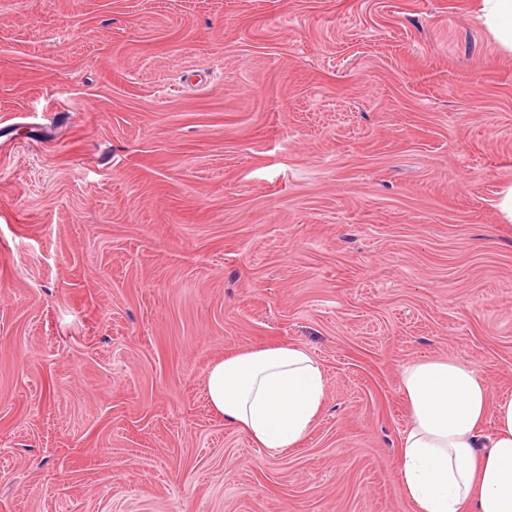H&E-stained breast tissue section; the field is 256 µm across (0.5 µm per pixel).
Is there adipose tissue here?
I'll list each match as a JSON object with an SVG mask.
<instances>
[{"label": "adipose tissue", "instance_id": "obj_1", "mask_svg": "<svg viewBox=\"0 0 512 512\" xmlns=\"http://www.w3.org/2000/svg\"><path fill=\"white\" fill-rule=\"evenodd\" d=\"M398 382L409 424L397 479L416 512H512V397L491 399L479 372L451 359L404 365ZM206 385L225 424L272 456L310 433L326 392L320 363L291 342L225 356Z\"/></svg>", "mask_w": 512, "mask_h": 512}]
</instances>
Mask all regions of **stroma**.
<instances>
[{"mask_svg":"<svg viewBox=\"0 0 512 512\" xmlns=\"http://www.w3.org/2000/svg\"><path fill=\"white\" fill-rule=\"evenodd\" d=\"M505 184L478 0H0V512H415L400 368L512 395ZM284 342L272 458L206 374ZM206 385L224 423L248 434L270 456L303 441L326 392L320 363L291 342L224 356L209 369Z\"/></svg>","mask_w":512,"mask_h":512,"instance_id":"35a3bbf8","label":"stroma"}]
</instances>
